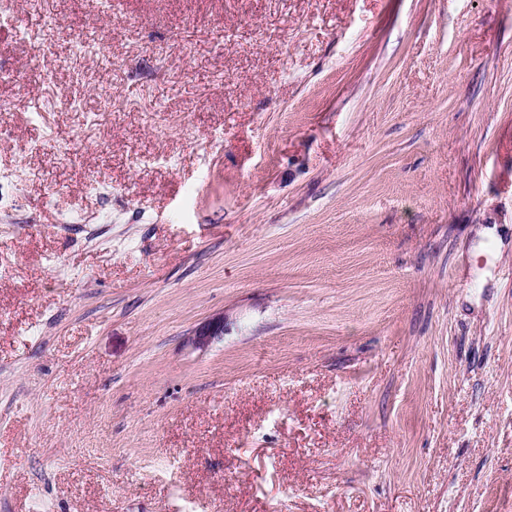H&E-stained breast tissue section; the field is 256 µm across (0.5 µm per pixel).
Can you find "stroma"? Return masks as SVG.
<instances>
[{"instance_id":"35a3bbf8","label":"stroma","mask_w":512,"mask_h":512,"mask_svg":"<svg viewBox=\"0 0 512 512\" xmlns=\"http://www.w3.org/2000/svg\"><path fill=\"white\" fill-rule=\"evenodd\" d=\"M14 17L0 512H512V0ZM224 331V317L217 315L206 325L195 331L189 338V343L195 348L201 349L207 346L210 340Z\"/></svg>"}]
</instances>
